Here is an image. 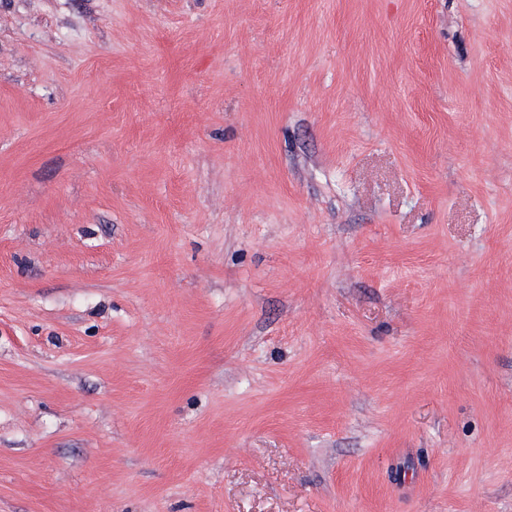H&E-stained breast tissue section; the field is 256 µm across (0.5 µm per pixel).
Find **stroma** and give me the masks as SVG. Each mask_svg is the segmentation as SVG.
<instances>
[{"label":"stroma","mask_w":512,"mask_h":512,"mask_svg":"<svg viewBox=\"0 0 512 512\" xmlns=\"http://www.w3.org/2000/svg\"><path fill=\"white\" fill-rule=\"evenodd\" d=\"M0 512H512V0H0Z\"/></svg>","instance_id":"35a3bbf8"}]
</instances>
